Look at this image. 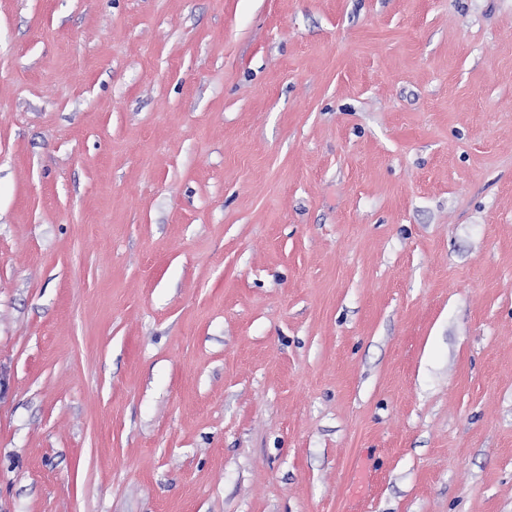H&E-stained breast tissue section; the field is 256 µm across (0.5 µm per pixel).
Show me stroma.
<instances>
[{
    "instance_id": "stroma-1",
    "label": "stroma",
    "mask_w": 512,
    "mask_h": 512,
    "mask_svg": "<svg viewBox=\"0 0 512 512\" xmlns=\"http://www.w3.org/2000/svg\"><path fill=\"white\" fill-rule=\"evenodd\" d=\"M0 512H512V0H0Z\"/></svg>"
}]
</instances>
